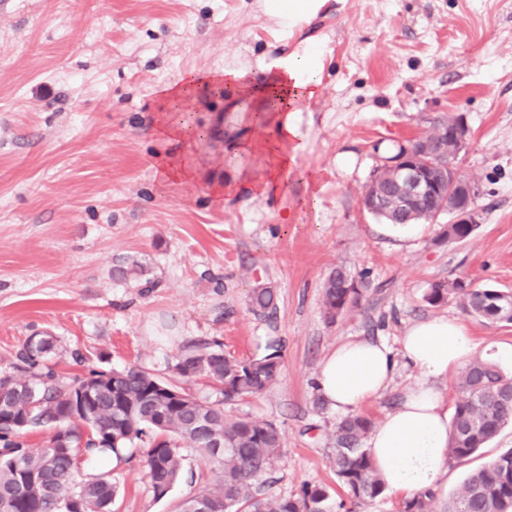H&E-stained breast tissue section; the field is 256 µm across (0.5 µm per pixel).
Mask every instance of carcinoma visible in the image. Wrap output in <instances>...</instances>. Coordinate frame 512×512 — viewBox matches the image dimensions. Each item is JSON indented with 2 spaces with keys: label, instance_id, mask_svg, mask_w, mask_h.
<instances>
[{
  "label": "carcinoma",
  "instance_id": "carcinoma-1",
  "mask_svg": "<svg viewBox=\"0 0 512 512\" xmlns=\"http://www.w3.org/2000/svg\"><path fill=\"white\" fill-rule=\"evenodd\" d=\"M461 118L434 126L422 138L424 167L437 172L456 149L447 130ZM391 183L386 168H376L366 191L383 190ZM435 203L428 196L416 198L406 210H376L374 218L386 224H429ZM476 231L468 224H450L442 240H466ZM368 283L338 267L323 287L326 319H336L355 307ZM458 298L464 309L491 321H512L502 300L512 293L474 288L456 278L435 282L426 300L444 304ZM273 288L258 286L249 294L250 310L266 316L276 309ZM267 353L238 359L224 353L220 341L203 340L187 346L173 366L186 379L202 378L217 388L222 399L201 400L175 381L160 379L131 366L123 369L118 391L112 390V372L92 371L84 379L66 380L45 364L55 353L51 337L27 340L16 372L0 373V512H112L117 487L107 474L74 480L82 453H119L142 449L153 494L164 497L182 477V449L190 448L216 467V480L188 497L180 512H194L202 498L207 512H330L328 489L304 482L286 497L260 498L256 485L272 468L282 448V433L273 423L250 416L229 417L224 403L257 396L277 379L282 347L271 340ZM459 397L448 431V462L468 460L512 423V377H505L489 361L475 359L460 372ZM64 428L68 448L55 445L50 435L40 448L20 440L32 428ZM373 427L370 416L357 413L336 426L331 461L339 481L356 504L367 505L385 492L363 440ZM224 436L223 451L213 447L210 431ZM433 494L405 499L400 512H429ZM448 512H512V449L470 473L459 495L448 502Z\"/></svg>",
  "mask_w": 512,
  "mask_h": 512
}]
</instances>
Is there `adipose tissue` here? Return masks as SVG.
I'll return each mask as SVG.
<instances>
[{"instance_id": "obj_1", "label": "adipose tissue", "mask_w": 512, "mask_h": 512, "mask_svg": "<svg viewBox=\"0 0 512 512\" xmlns=\"http://www.w3.org/2000/svg\"><path fill=\"white\" fill-rule=\"evenodd\" d=\"M265 13L284 34L299 21L315 16L322 0H262ZM326 45L310 38L291 53L262 67L266 78L254 83L246 72L231 67L191 73L167 85L169 101H186L199 88L224 89L245 102L260 100V125L270 127L268 166L256 193L286 192L297 174V159L304 149L301 132L303 107L317 98L322 85ZM476 341L461 324L444 318L411 325L399 350L384 341L355 339L342 342L323 359L315 377L317 395L333 411L350 414L377 400L390 384L397 366L416 373L398 407L369 433L367 448L387 490L418 494L436 490L448 471V400L441 384L449 372L471 361Z\"/></svg>"}]
</instances>
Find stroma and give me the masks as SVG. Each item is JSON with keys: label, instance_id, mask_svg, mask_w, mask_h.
Masks as SVG:
<instances>
[{"label": "stroma", "instance_id": "obj_1", "mask_svg": "<svg viewBox=\"0 0 512 512\" xmlns=\"http://www.w3.org/2000/svg\"><path fill=\"white\" fill-rule=\"evenodd\" d=\"M272 28L257 0H0V372L37 334L52 336L56 369L71 379L130 366L169 379L190 343L216 339L255 358L277 340L276 381L224 412L283 432L261 496L310 482L338 503L347 493L330 454L340 417L314 405L329 351L362 338L395 349L407 327L434 318L465 326L481 358L512 343V323L425 299L455 277L512 291V0H326L288 41ZM319 35L331 55L288 195H218L215 184L264 179L269 131L234 94L202 90L182 104L162 89L228 64L261 80L257 58ZM451 115L469 129L458 168L479 188L480 227L443 241V216L428 231L387 233L361 207L371 171ZM163 121L193 133L160 138ZM245 140L254 150L240 151ZM164 160L195 178L159 182ZM134 262L144 274L118 276ZM338 267L367 272L369 286L331 323L322 286ZM259 285L278 297L266 317L248 308ZM510 449L509 425L449 465L434 512ZM103 472L118 488L114 512H176L215 478L188 454L180 482L157 499L141 455L84 456L81 477Z\"/></svg>", "mask_w": 512, "mask_h": 512}]
</instances>
